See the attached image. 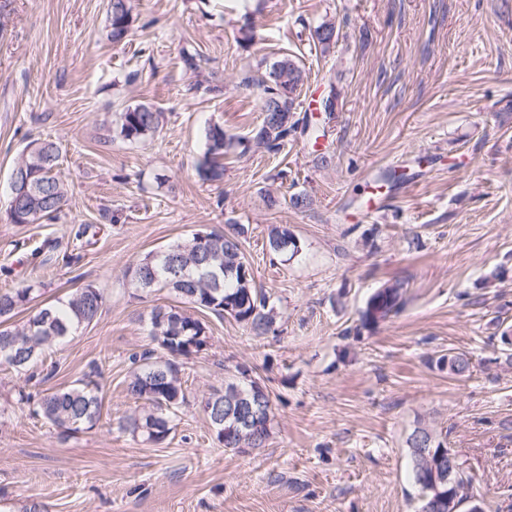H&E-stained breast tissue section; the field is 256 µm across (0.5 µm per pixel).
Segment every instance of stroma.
<instances>
[{"instance_id":"stroma-1","label":"stroma","mask_w":512,"mask_h":512,"mask_svg":"<svg viewBox=\"0 0 512 512\" xmlns=\"http://www.w3.org/2000/svg\"><path fill=\"white\" fill-rule=\"evenodd\" d=\"M134 14L115 44L108 0H7L0 12V289L39 282L48 301L91 283L106 296L47 355L44 385L0 366V512L25 499L51 512H417L407 438L420 421L447 431L484 512H512V366L498 352L512 327V0H135ZM325 21L338 32L326 54L314 35ZM284 54L306 72L296 114L324 137L250 148L225 160L223 181L202 180L207 124L250 136L262 89L242 80ZM327 96L335 111H310ZM132 103L164 115L140 144L110 129ZM37 138L60 149L68 201L12 224L10 173ZM390 170L399 181L379 183ZM297 195L309 204L293 207ZM230 220L248 229L277 333L202 315L210 345L183 364L175 432L151 444L109 430L135 406L130 358L149 344L151 309L176 302L135 291L126 270ZM273 224L295 256L269 249ZM45 240L56 259L43 266L30 251ZM395 280L400 312L360 327L368 297ZM451 348L468 352V376L432 367ZM94 364L95 428L67 436L17 404L18 386L36 396ZM240 366L274 399L272 434L247 453L224 450L201 408Z\"/></svg>"}]
</instances>
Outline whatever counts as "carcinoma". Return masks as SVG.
<instances>
[{
    "instance_id": "cac0c4a2",
    "label": "carcinoma",
    "mask_w": 512,
    "mask_h": 512,
    "mask_svg": "<svg viewBox=\"0 0 512 512\" xmlns=\"http://www.w3.org/2000/svg\"><path fill=\"white\" fill-rule=\"evenodd\" d=\"M109 37L122 42L133 23L131 0H110ZM316 37L322 53H327L336 42V26L324 22L316 28ZM305 81V72L295 57L282 55L265 64V73L259 84L263 86L260 111L271 104H282L290 122L272 126V132L263 125L251 131L252 140H261L267 151L278 152L288 144L293 130L291 119L296 100ZM163 113L150 105L135 104L125 107L116 118L118 135L130 143L152 139L162 126ZM30 152L20 155L16 164H25L40 172L34 178L35 187L16 207L7 208V219L12 224H34L52 213L60 212L67 201V188L60 177L59 151L50 140H32ZM248 147L247 138L229 134L218 123L208 125L204 132L203 160L198 168L204 181L224 179V160ZM247 233L242 224H230L222 233L198 230L186 239L152 252L129 268L127 276L131 287L142 291L166 290L181 303L218 318L232 317L256 336L276 332L278 313L268 304L266 294L255 288L242 251L240 237ZM281 238L288 242L284 254L298 253L297 242L281 225L269 227L268 240ZM41 284H22L9 291H0V365L27 380L35 377L33 367L37 360L51 351L80 327L93 323L100 315L104 293L92 284L77 288L54 302L38 303ZM404 304V285L386 284L375 290L361 312V326L367 327L397 314ZM29 309V317L17 323L14 318ZM148 335L154 348L133 356L136 368L131 372L127 391L137 403L136 409L118 421V429L134 437L160 444L167 440L177 426V420L187 399L183 388L179 358L189 357L188 345L194 338L205 335V325L186 310L177 306H156L149 314ZM240 378L224 381V389H217L204 398L203 412L210 425L223 421L224 436H216L223 448L241 452L245 448H262L272 431L271 394L263 396L265 426L249 431L237 424L239 400L253 393L250 371L238 368ZM18 402L33 405V412L51 425L68 434H77L94 428L101 420L102 397L100 388L92 382L77 381L72 385L47 389L38 399L18 391ZM412 477L420 491L418 512H446L444 495L448 484L435 483L433 472L419 453L427 446L448 450V434L419 422L407 438Z\"/></svg>"
}]
</instances>
